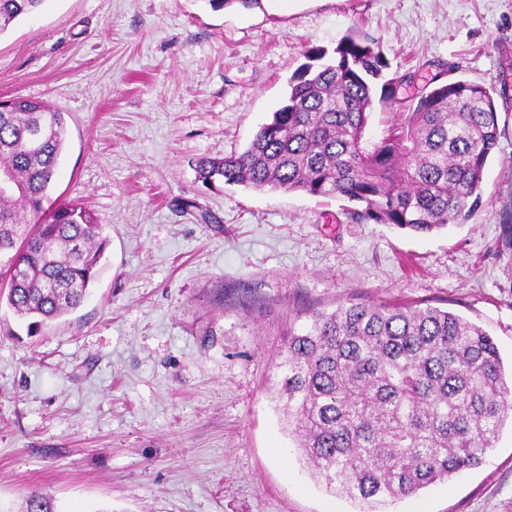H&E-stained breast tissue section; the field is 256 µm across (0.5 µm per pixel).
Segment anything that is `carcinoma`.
<instances>
[{
  "mask_svg": "<svg viewBox=\"0 0 512 512\" xmlns=\"http://www.w3.org/2000/svg\"><path fill=\"white\" fill-rule=\"evenodd\" d=\"M46 0H0V35ZM288 96L249 145L199 158L195 180L344 200L359 222L425 234L466 223L499 141L486 87L439 82L376 144L365 130L374 99L396 102L375 40L313 48ZM65 146L63 113L44 101L0 99V268L13 312L42 328L90 293L109 238L99 216L49 190ZM278 400L314 477L374 512L479 466L512 419V376L480 327L437 307L349 302L315 310L279 352ZM25 512H55L38 492Z\"/></svg>",
  "mask_w": 512,
  "mask_h": 512,
  "instance_id": "carcinoma-1",
  "label": "carcinoma"
}]
</instances>
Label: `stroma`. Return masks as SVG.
Returning a JSON list of instances; mask_svg holds the SVG:
<instances>
[{
	"instance_id": "stroma-1",
	"label": "stroma",
	"mask_w": 512,
	"mask_h": 512,
	"mask_svg": "<svg viewBox=\"0 0 512 512\" xmlns=\"http://www.w3.org/2000/svg\"><path fill=\"white\" fill-rule=\"evenodd\" d=\"M376 39L389 76L492 89L482 208L427 236L340 201L195 181L243 151L309 49ZM0 97L48 102L66 144L50 195L109 247L87 300L30 333L0 298V512H357L299 461L270 398L307 313L434 306L512 361V0H46L0 35ZM387 512H512V425L478 467Z\"/></svg>"
}]
</instances>
